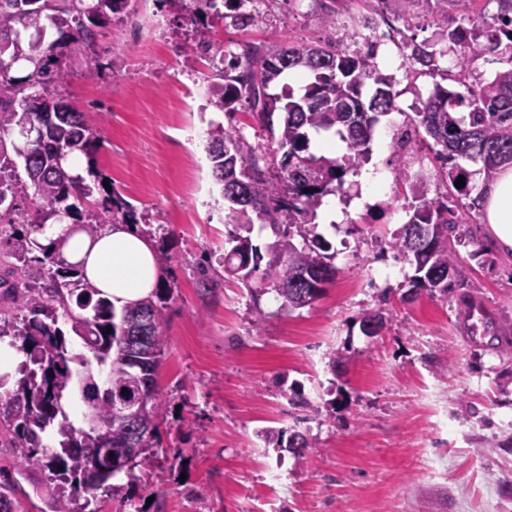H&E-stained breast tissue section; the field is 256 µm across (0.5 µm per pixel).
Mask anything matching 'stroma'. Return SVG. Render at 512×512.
<instances>
[{"instance_id": "35a3bbf8", "label": "stroma", "mask_w": 512, "mask_h": 512, "mask_svg": "<svg viewBox=\"0 0 512 512\" xmlns=\"http://www.w3.org/2000/svg\"><path fill=\"white\" fill-rule=\"evenodd\" d=\"M335 7L337 27L321 17ZM125 26L103 28L98 58L73 55L65 85L70 103L102 131L94 155L101 178L164 225L171 287L157 373L162 402L158 455L133 487V504L98 493L99 512H512V345L497 333L512 324V252L493 247L481 208H465L470 243L458 250L460 277L448 297L413 294L414 268L388 242L403 220L402 199L358 204L355 174L345 178L338 225L316 231L332 244L335 278L311 306L282 309L274 291L251 298L224 276V215L211 177H198L205 144L186 127L233 123L247 139L248 114L199 112L220 79L179 51L184 21L166 0H139ZM262 23L222 32L224 46L339 44L364 47L384 0H264ZM421 0L405 43H433L462 21L460 8L436 16ZM115 68H108V61ZM394 75L396 111L372 135V165L391 173L390 145L411 107L433 89L429 75L400 66L386 46L377 58ZM481 303L485 338L473 343L458 316L462 300ZM387 317L379 335L360 330L365 314ZM343 354L330 369L326 354ZM286 377L289 390L277 388ZM308 401L294 405L290 389ZM265 426L299 430L312 448L277 454L257 435ZM22 512H54L66 498L81 512L86 493L26 464L0 423V485Z\"/></svg>"}]
</instances>
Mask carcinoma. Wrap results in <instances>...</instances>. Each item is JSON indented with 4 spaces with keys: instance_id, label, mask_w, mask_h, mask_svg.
Returning <instances> with one entry per match:
<instances>
[{
    "instance_id": "1",
    "label": "carcinoma",
    "mask_w": 512,
    "mask_h": 512,
    "mask_svg": "<svg viewBox=\"0 0 512 512\" xmlns=\"http://www.w3.org/2000/svg\"><path fill=\"white\" fill-rule=\"evenodd\" d=\"M200 36L188 46L203 52L213 65L224 66V92L214 94L207 105L221 112H236L245 102L248 114L268 133L267 143L251 144L241 130L209 123L206 151L215 184L229 203L224 234V272L254 292L253 274L261 256L250 233L254 224H269L276 240L267 247L269 259L262 270L259 289L276 293L281 307L295 310L317 300L336 275L331 266V244L314 232L316 210L327 195L341 190L345 177L357 172L369 159L372 130L378 116L397 109L393 93L395 77L375 63L374 49L347 52L313 45H281L268 50L251 43L242 52L224 50L206 34L218 22L234 27L253 23L256 15L243 12L254 0H169ZM132 0H0V222L19 218L42 232L50 220L70 219L100 231L107 224H138L137 209L122 195L106 192L103 209L86 213L85 202L96 187L70 175L62 166L69 155L91 156L102 143L100 128L88 122L63 94L67 60L76 51L97 44L99 28L122 25L132 13ZM493 22L480 13L468 17L471 29H450L443 35L449 49L459 48L456 66L461 91L441 84L414 107L408 128L392 142L396 156L393 178L410 191L404 199L416 202L413 214L389 242L392 249L414 265L412 286L434 298L452 292L458 276L456 246L466 243L468 228L458 210L427 199V184L412 172L413 153L406 144L424 133L439 147L436 159L450 185L466 176L461 160L481 163L486 181L500 168L512 164V0H497ZM35 35L23 40L22 31ZM56 37L46 39L47 29ZM437 51L430 44H415L409 64L439 71ZM506 55L511 67L496 72L490 81L468 83L465 77L478 62ZM31 64L26 75H11L19 60ZM311 74L314 81L299 98L270 93L272 86L290 74ZM376 85L369 101L361 97L364 80ZM467 111L457 116L456 109ZM283 113L279 124L275 112ZM335 130L347 145L350 164L317 157L308 152L309 130ZM14 133L18 140L6 142ZM29 195L38 200L32 214H19L16 199ZM301 243H294L295 237ZM40 243L27 235L13 237L15 264L8 276H0V299L25 289L26 299L9 327L0 326V338L11 336L26 355L16 388L5 404L4 417L15 447L26 462L46 468L63 484L78 483L91 498L89 512L101 489L117 495L122 487L110 483L123 472L133 476L136 467H149L156 455L158 420L162 403L157 371L165 349L162 333L167 297L145 299L121 310L99 296L97 289L65 262L62 255L43 250L32 256ZM71 321L74 334L83 341L96 362L109 367V387L96 392L93 375H81L73 365L87 366V359L71 348L59 320ZM81 384L84 399L94 402L87 430L67 420L61 400L74 383ZM127 392H122V389ZM144 402L146 409L130 425L110 424L117 403ZM57 425L60 451L39 455L42 434ZM258 436L267 447L285 448L301 457L312 447L308 436L283 427H265ZM139 451L128 453L129 441Z\"/></svg>"
}]
</instances>
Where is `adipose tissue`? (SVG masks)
<instances>
[{"label":"adipose tissue","instance_id":"obj_1","mask_svg":"<svg viewBox=\"0 0 512 512\" xmlns=\"http://www.w3.org/2000/svg\"><path fill=\"white\" fill-rule=\"evenodd\" d=\"M484 214L494 244L512 252V166H503L484 190ZM45 244L60 246L67 262L115 305L148 298L160 269L150 241L129 224H111L92 232L71 221L46 225Z\"/></svg>","mask_w":512,"mask_h":512}]
</instances>
